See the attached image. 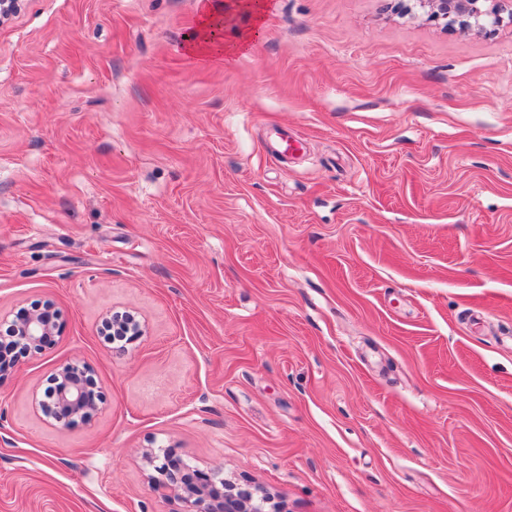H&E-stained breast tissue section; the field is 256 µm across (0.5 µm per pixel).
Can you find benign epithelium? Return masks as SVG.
Wrapping results in <instances>:
<instances>
[{"mask_svg": "<svg viewBox=\"0 0 512 512\" xmlns=\"http://www.w3.org/2000/svg\"><path fill=\"white\" fill-rule=\"evenodd\" d=\"M416 7L434 20H443L449 27L483 33L489 28L503 24V14L512 21V0H412ZM115 336H142L144 327L130 312H116L107 318ZM12 335L20 352L26 356L40 354L49 347L46 337L58 331L57 317L52 304L36 310L28 316L11 323ZM87 368L79 362L61 365L55 373L58 388L38 401L41 412L65 426L79 418L93 419L100 410V397L86 379ZM144 458L159 475L158 486L168 497L184 504V512H266L264 504L270 501L265 496L256 501L249 493L225 494L217 487L216 475L198 471L181 476L175 474L176 467L168 451L156 452L148 449Z\"/></svg>", "mask_w": 512, "mask_h": 512, "instance_id": "benign-epithelium-1", "label": "benign epithelium"}]
</instances>
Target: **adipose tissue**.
<instances>
[{"instance_id": "obj_1", "label": "adipose tissue", "mask_w": 512, "mask_h": 512, "mask_svg": "<svg viewBox=\"0 0 512 512\" xmlns=\"http://www.w3.org/2000/svg\"><path fill=\"white\" fill-rule=\"evenodd\" d=\"M227 17L222 0H202L198 25L184 43L186 53L205 64L248 49L255 36L254 30L239 33L236 40H225Z\"/></svg>"}]
</instances>
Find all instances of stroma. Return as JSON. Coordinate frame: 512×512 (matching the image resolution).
Returning <instances> with one entry per match:
<instances>
[{
  "label": "stroma",
  "mask_w": 512,
  "mask_h": 512,
  "mask_svg": "<svg viewBox=\"0 0 512 512\" xmlns=\"http://www.w3.org/2000/svg\"><path fill=\"white\" fill-rule=\"evenodd\" d=\"M268 2L209 66L200 0L0 24V337L59 324L0 378V512H182L150 448L280 512H512V25ZM47 308L30 312L27 317L16 318L11 323L15 344L24 356L41 354L49 343L47 336H54L58 331L57 317L52 304ZM112 325L113 336H143L144 327L142 323L136 318V316L130 312L118 314L117 312L107 318ZM87 368L80 362L61 365L55 373L58 388L38 401L41 412L68 426L74 418L92 420L100 410V397L86 379Z\"/></svg>",
  "instance_id": "stroma-1"
}]
</instances>
